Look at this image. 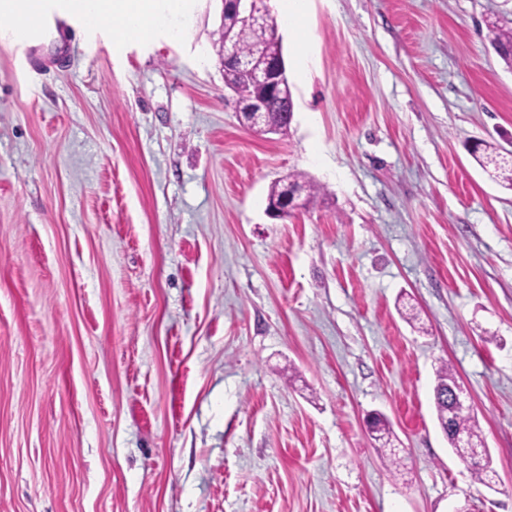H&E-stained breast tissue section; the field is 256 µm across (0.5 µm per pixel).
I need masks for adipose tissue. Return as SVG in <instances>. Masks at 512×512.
I'll return each instance as SVG.
<instances>
[{
    "label": "adipose tissue",
    "mask_w": 512,
    "mask_h": 512,
    "mask_svg": "<svg viewBox=\"0 0 512 512\" xmlns=\"http://www.w3.org/2000/svg\"><path fill=\"white\" fill-rule=\"evenodd\" d=\"M188 0H70L72 11L84 17L89 26L99 19L113 22L117 40L148 39L158 31L170 30L172 15L186 10Z\"/></svg>",
    "instance_id": "obj_1"
}]
</instances>
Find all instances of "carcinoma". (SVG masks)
<instances>
[{"instance_id": "obj_1", "label": "carcinoma", "mask_w": 512, "mask_h": 512, "mask_svg": "<svg viewBox=\"0 0 512 512\" xmlns=\"http://www.w3.org/2000/svg\"><path fill=\"white\" fill-rule=\"evenodd\" d=\"M487 38L490 45L503 61L506 67L512 69V28L499 25L495 22L487 26ZM236 45L239 54L250 58L258 64L263 65L270 60L283 57L281 39L274 35L265 36L262 44H257L253 33L248 30L236 31ZM292 96L290 87L283 88L280 92L270 95L267 98L266 112L270 122L280 128V133H285L290 122L283 116L285 100ZM472 154L478 155L480 166L495 181L506 183L512 186V163H508L501 155L499 146L481 141L471 150ZM297 187L305 200V204L312 203L320 194V187L317 183L307 177L304 173H293L288 175V181L278 180L274 182L268 192V203L280 204L285 194L287 185ZM458 384V380L452 370L444 365L436 371V385L434 387L435 412L439 426L463 428L472 441V447H455L459 459L465 463L474 475L475 480L484 485L496 483L498 474L492 467V458L482 438L476 420L469 414L452 413L448 409V389ZM371 433L374 440L381 442L385 456L393 464L398 463L397 448L392 444V431L386 420L381 415H376L371 425Z\"/></svg>"}]
</instances>
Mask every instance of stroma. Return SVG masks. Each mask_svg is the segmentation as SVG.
<instances>
[{"instance_id":"1","label":"stroma","mask_w":512,"mask_h":512,"mask_svg":"<svg viewBox=\"0 0 512 512\" xmlns=\"http://www.w3.org/2000/svg\"><path fill=\"white\" fill-rule=\"evenodd\" d=\"M267 5L284 135L238 119L221 0L121 44L68 16L44 71L0 19V512H512V190L469 152L512 146V0ZM293 171L323 194L271 217ZM487 38L505 66L512 69V28L492 22L487 26ZM458 384V380L452 370L447 366H441L436 371V385L434 387V400L436 418L440 428L448 429V419L451 424L450 429L463 428L472 441L473 447L460 448L456 445L453 448L459 459L465 463L474 475L475 480L489 487L496 483L498 474L492 467V458L485 442L482 438L476 420L471 414L451 413L448 409V403L452 407L472 410V401L469 392L462 385L456 388H450ZM449 400L445 397L448 389ZM441 428V429H442ZM371 433L375 441H381L385 456L392 464L398 463L397 449L392 444V431L383 416L377 414L371 425ZM377 434V435H374Z\"/></svg>"}]
</instances>
